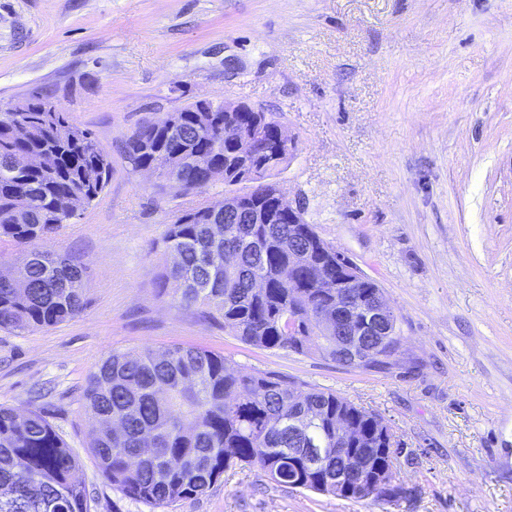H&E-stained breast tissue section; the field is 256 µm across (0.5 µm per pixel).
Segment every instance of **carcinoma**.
Instances as JSON below:
<instances>
[{
	"label": "carcinoma",
	"instance_id": "cac0c4a2",
	"mask_svg": "<svg viewBox=\"0 0 512 512\" xmlns=\"http://www.w3.org/2000/svg\"><path fill=\"white\" fill-rule=\"evenodd\" d=\"M224 113L196 111L191 103L175 123L145 121L128 139L127 158L148 165L155 154L170 157L182 188L194 190L201 172L188 158L198 151L238 170V148L224 142ZM19 152L42 156L40 170L13 167ZM112 173L110 156L90 130L75 125L67 112H0V242L32 246L18 265L20 286L0 282V327L19 333L43 329L79 316L86 306L82 261L34 246L50 240L69 223L59 202L74 197L91 204ZM274 185L249 199L258 209L273 208ZM274 224L230 220L216 236L190 210L168 225L166 250L179 262L162 274L173 282L181 306L207 308L211 318L240 342L260 349L297 354L316 352L336 360V334L296 331L288 314L306 323L329 303L331 288L288 286V236L310 257L324 262L336 278V250L310 224L288 223V211ZM231 249L232 273L213 268L208 256ZM266 287L253 288L256 279ZM379 285L361 275L345 289V300L374 293ZM395 336L370 367L391 366L400 349ZM85 406L93 418L88 448L112 489L153 507H165L204 494L229 470L256 465L277 484L331 494L360 504L397 501L406 496L390 480L370 481L351 464L352 454L389 473L386 425L375 414L333 392L303 388L285 379L248 373L224 355L195 346L171 345L138 353L112 351L87 380ZM312 412L314 424L302 435L288 427L295 414ZM345 420L362 440L336 433ZM326 449L323 465H310L306 448ZM81 463L38 410L0 405V512H85Z\"/></svg>",
	"mask_w": 512,
	"mask_h": 512
}]
</instances>
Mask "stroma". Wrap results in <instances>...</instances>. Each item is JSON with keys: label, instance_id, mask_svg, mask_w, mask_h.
Instances as JSON below:
<instances>
[{"label": "stroma", "instance_id": "1", "mask_svg": "<svg viewBox=\"0 0 512 512\" xmlns=\"http://www.w3.org/2000/svg\"><path fill=\"white\" fill-rule=\"evenodd\" d=\"M35 92L95 134L112 177L47 244L85 263L86 308L0 328V405L35 403L79 455L86 512H152L88 451L89 374L111 351L172 344L379 414L411 494L364 508L251 467L162 512H512V0H0V102ZM206 98L271 113L294 139L275 180L382 288L396 364L247 346L162 287L168 224L224 184L161 189L126 142Z\"/></svg>", "mask_w": 512, "mask_h": 512}]
</instances>
